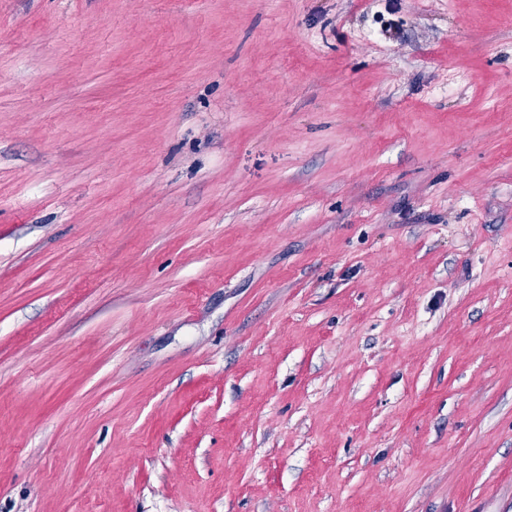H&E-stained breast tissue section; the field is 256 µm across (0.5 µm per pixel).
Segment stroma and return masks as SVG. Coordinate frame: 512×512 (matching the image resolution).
Instances as JSON below:
<instances>
[{"instance_id":"1","label":"stroma","mask_w":512,"mask_h":512,"mask_svg":"<svg viewBox=\"0 0 512 512\" xmlns=\"http://www.w3.org/2000/svg\"><path fill=\"white\" fill-rule=\"evenodd\" d=\"M0 512H512V0H0Z\"/></svg>"}]
</instances>
